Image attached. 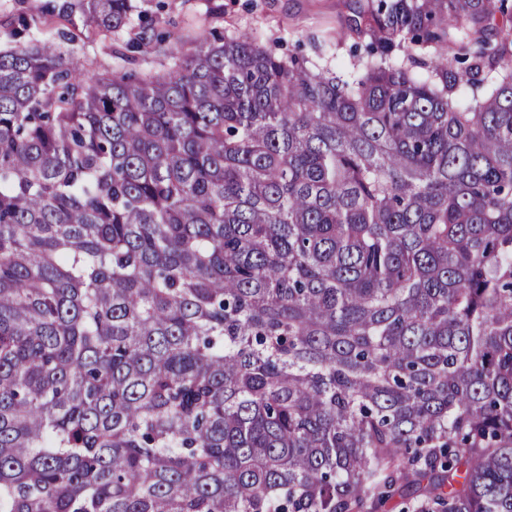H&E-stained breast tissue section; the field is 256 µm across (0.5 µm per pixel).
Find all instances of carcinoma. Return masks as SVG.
<instances>
[{"mask_svg":"<svg viewBox=\"0 0 512 512\" xmlns=\"http://www.w3.org/2000/svg\"><path fill=\"white\" fill-rule=\"evenodd\" d=\"M134 9L83 26L148 48ZM43 24L0 43V512H512V0L368 2L341 75Z\"/></svg>","mask_w":512,"mask_h":512,"instance_id":"cac0c4a2","label":"carcinoma"}]
</instances>
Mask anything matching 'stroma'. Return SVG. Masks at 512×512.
<instances>
[{
	"label": "stroma",
	"instance_id": "1",
	"mask_svg": "<svg viewBox=\"0 0 512 512\" xmlns=\"http://www.w3.org/2000/svg\"><path fill=\"white\" fill-rule=\"evenodd\" d=\"M80 0H0V31L22 15L48 16ZM365 0H165V26L173 39L185 45L210 32L221 35L248 33L258 41L279 40L285 48L300 49L312 64L340 71L354 45H366L367 37L344 33V21ZM127 36L118 32L105 37L79 38L67 49L77 61L95 59L108 70H134L142 74L160 71L170 63V42L144 52L128 49Z\"/></svg>",
	"mask_w": 512,
	"mask_h": 512
}]
</instances>
